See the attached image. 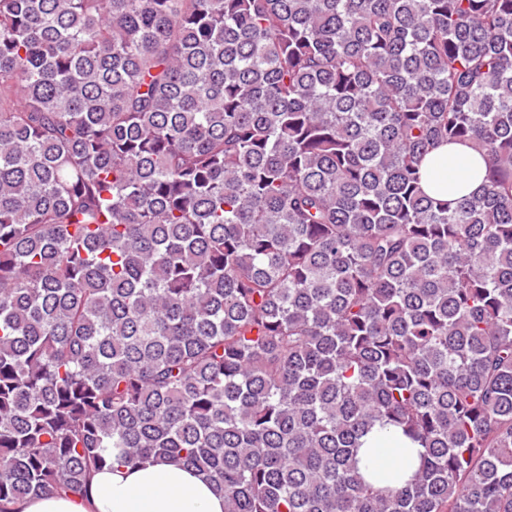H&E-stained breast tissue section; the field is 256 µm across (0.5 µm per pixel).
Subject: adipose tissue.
Listing matches in <instances>:
<instances>
[{
  "instance_id": "obj_1",
  "label": "adipose tissue",
  "mask_w": 512,
  "mask_h": 512,
  "mask_svg": "<svg viewBox=\"0 0 512 512\" xmlns=\"http://www.w3.org/2000/svg\"><path fill=\"white\" fill-rule=\"evenodd\" d=\"M438 152L463 163L448 172L453 197L481 190L485 163L480 155L465 144L442 146ZM361 452L378 455L381 475L399 483L410 477L417 462L397 446L377 448L372 436ZM14 512H224V495L191 469L148 460L135 467L115 463L94 472L83 500L64 492L29 496L16 502Z\"/></svg>"
}]
</instances>
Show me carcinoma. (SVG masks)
Segmentation results:
<instances>
[{
	"instance_id": "cac0c4a2",
	"label": "carcinoma",
	"mask_w": 512,
	"mask_h": 512,
	"mask_svg": "<svg viewBox=\"0 0 512 512\" xmlns=\"http://www.w3.org/2000/svg\"><path fill=\"white\" fill-rule=\"evenodd\" d=\"M114 458L512 512V0H0V512ZM435 154L451 156V159L461 160L463 167L448 171V179L455 189L448 193L447 199L477 193L482 189L485 163L483 158L466 144H454L439 147ZM377 438L369 435L366 439L365 445L361 448L360 455L373 456L377 454L382 459V466L379 470L380 474L388 481L396 480L400 484L406 481L417 462L416 450L413 449L407 459L403 447V456L400 448L390 444L387 448H376Z\"/></svg>"
}]
</instances>
